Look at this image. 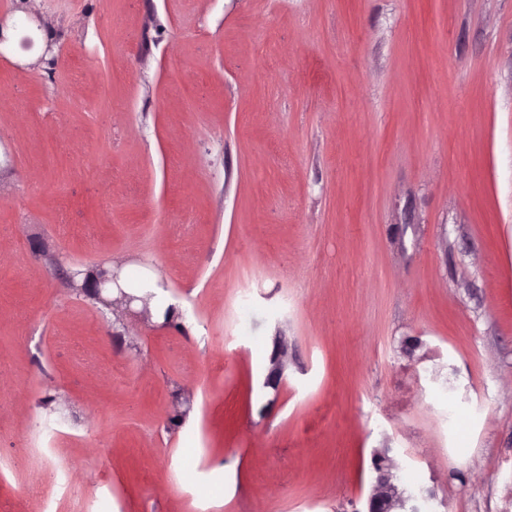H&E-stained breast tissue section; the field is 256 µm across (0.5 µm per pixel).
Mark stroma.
I'll list each match as a JSON object with an SVG mask.
<instances>
[{"label": "stroma", "instance_id": "35a3bbf8", "mask_svg": "<svg viewBox=\"0 0 512 512\" xmlns=\"http://www.w3.org/2000/svg\"><path fill=\"white\" fill-rule=\"evenodd\" d=\"M0 27V512H362L381 448L425 512H512V0ZM107 264L180 326L69 288Z\"/></svg>", "mask_w": 512, "mask_h": 512}]
</instances>
